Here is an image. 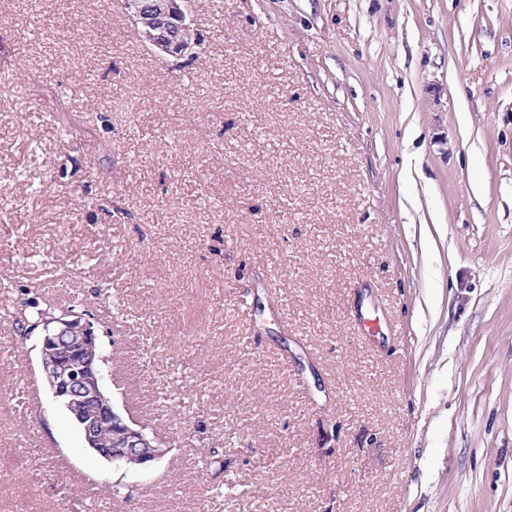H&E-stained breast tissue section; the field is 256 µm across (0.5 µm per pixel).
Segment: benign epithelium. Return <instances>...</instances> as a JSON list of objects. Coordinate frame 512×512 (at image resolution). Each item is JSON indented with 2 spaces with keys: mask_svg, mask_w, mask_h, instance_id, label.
<instances>
[{
  "mask_svg": "<svg viewBox=\"0 0 512 512\" xmlns=\"http://www.w3.org/2000/svg\"><path fill=\"white\" fill-rule=\"evenodd\" d=\"M124 5L159 54L180 58L199 47L183 0H124ZM38 341L40 366L52 399L75 416L87 448L117 466L140 469L151 467L167 452L112 403L103 383L100 336L91 316L65 312L53 317ZM106 421L115 429V442L107 448L98 432V425Z\"/></svg>",
  "mask_w": 512,
  "mask_h": 512,
  "instance_id": "benign-epithelium-1",
  "label": "benign epithelium"
}]
</instances>
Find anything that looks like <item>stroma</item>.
<instances>
[{"mask_svg":"<svg viewBox=\"0 0 512 512\" xmlns=\"http://www.w3.org/2000/svg\"><path fill=\"white\" fill-rule=\"evenodd\" d=\"M187 11L0 0V512H512V0ZM28 298L168 454L84 448ZM183 0H125V7L148 43L173 58L195 54L198 38L191 32Z\"/></svg>","mask_w":512,"mask_h":512,"instance_id":"obj_1","label":"stroma"}]
</instances>
